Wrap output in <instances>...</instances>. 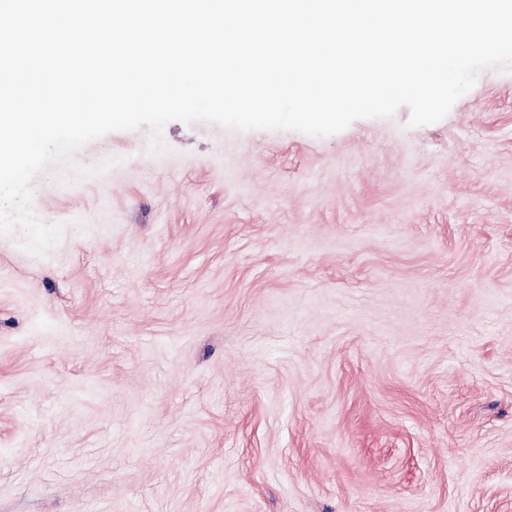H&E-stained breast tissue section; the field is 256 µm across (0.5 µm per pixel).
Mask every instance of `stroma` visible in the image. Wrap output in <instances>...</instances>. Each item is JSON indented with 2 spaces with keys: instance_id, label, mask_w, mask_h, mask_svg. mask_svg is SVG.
Masks as SVG:
<instances>
[{
  "instance_id": "stroma-1",
  "label": "stroma",
  "mask_w": 512,
  "mask_h": 512,
  "mask_svg": "<svg viewBox=\"0 0 512 512\" xmlns=\"http://www.w3.org/2000/svg\"><path fill=\"white\" fill-rule=\"evenodd\" d=\"M169 122L0 236V512H512V71L439 122Z\"/></svg>"
}]
</instances>
